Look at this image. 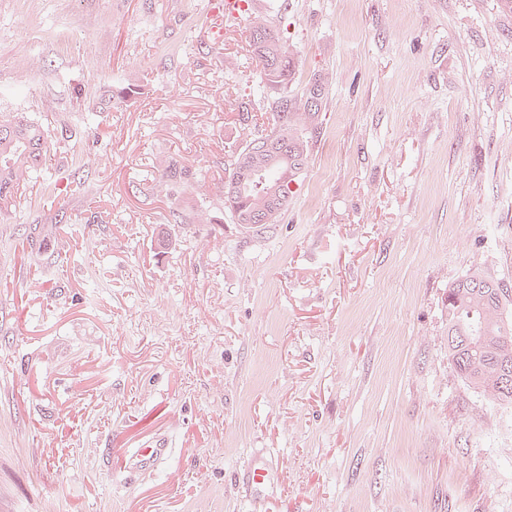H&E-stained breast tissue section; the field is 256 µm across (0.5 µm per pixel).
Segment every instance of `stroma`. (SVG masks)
Segmentation results:
<instances>
[{
	"instance_id": "35a3bbf8",
	"label": "stroma",
	"mask_w": 512,
	"mask_h": 512,
	"mask_svg": "<svg viewBox=\"0 0 512 512\" xmlns=\"http://www.w3.org/2000/svg\"><path fill=\"white\" fill-rule=\"evenodd\" d=\"M250 4L298 102L325 78L259 236L221 195L243 106L275 96L245 32L214 42L208 0H0V109L55 144L0 218V512H249L235 475L269 457L256 512H512V405L448 359L449 285L512 288V9ZM162 153L192 192L158 191ZM78 164L95 194L44 196ZM201 201L217 223H170ZM60 210L65 247L32 253L17 230ZM156 439L170 463L127 485L114 456Z\"/></svg>"
}]
</instances>
